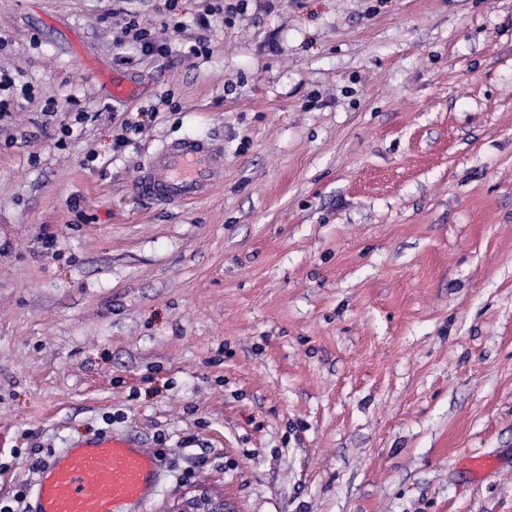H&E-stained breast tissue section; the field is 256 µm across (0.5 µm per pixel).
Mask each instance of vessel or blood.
Instances as JSON below:
<instances>
[{
	"mask_svg": "<svg viewBox=\"0 0 512 512\" xmlns=\"http://www.w3.org/2000/svg\"><path fill=\"white\" fill-rule=\"evenodd\" d=\"M224 180V153L179 139L160 145L139 170L135 193L160 206L206 196ZM162 474L158 455L127 436L105 434L55 451L34 484L33 512H140Z\"/></svg>",
	"mask_w": 512,
	"mask_h": 512,
	"instance_id": "vessel-or-blood-1",
	"label": "vessel or blood"
}]
</instances>
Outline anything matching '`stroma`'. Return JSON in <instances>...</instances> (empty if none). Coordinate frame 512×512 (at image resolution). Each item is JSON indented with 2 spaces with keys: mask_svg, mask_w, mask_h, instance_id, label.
I'll return each instance as SVG.
<instances>
[{
  "mask_svg": "<svg viewBox=\"0 0 512 512\" xmlns=\"http://www.w3.org/2000/svg\"><path fill=\"white\" fill-rule=\"evenodd\" d=\"M0 70V506L112 432L146 512H512V0H0ZM185 137L223 184L138 197ZM190 494V495H188ZM169 512H239L224 494L206 484H197Z\"/></svg>",
  "mask_w": 512,
  "mask_h": 512,
  "instance_id": "1",
  "label": "stroma"
}]
</instances>
